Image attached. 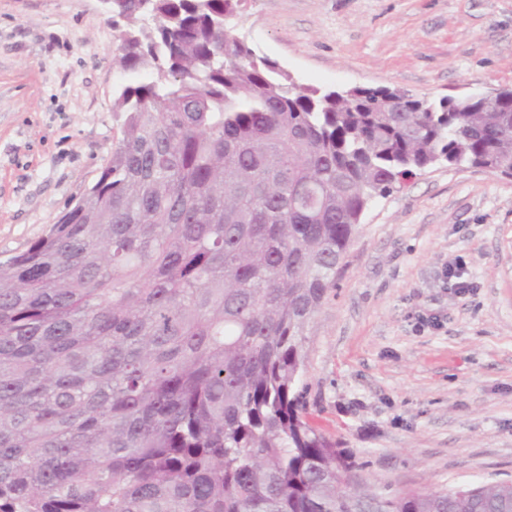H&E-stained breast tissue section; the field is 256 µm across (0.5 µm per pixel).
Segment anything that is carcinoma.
<instances>
[{"instance_id": "obj_1", "label": "carcinoma", "mask_w": 512, "mask_h": 512, "mask_svg": "<svg viewBox=\"0 0 512 512\" xmlns=\"http://www.w3.org/2000/svg\"><path fill=\"white\" fill-rule=\"evenodd\" d=\"M245 0H112L121 136L0 261V512H512V482L373 493L304 420L307 329L367 208L512 174L499 111L296 83Z\"/></svg>"}]
</instances>
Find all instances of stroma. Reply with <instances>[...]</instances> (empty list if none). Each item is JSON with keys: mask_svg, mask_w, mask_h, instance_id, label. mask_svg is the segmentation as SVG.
I'll list each match as a JSON object with an SVG mask.
<instances>
[{"mask_svg": "<svg viewBox=\"0 0 512 512\" xmlns=\"http://www.w3.org/2000/svg\"><path fill=\"white\" fill-rule=\"evenodd\" d=\"M234 25L307 85L512 88V0H247ZM117 46L100 0H0L1 260L110 161ZM303 380L373 492L512 480V177L438 165L371 204Z\"/></svg>", "mask_w": 512, "mask_h": 512, "instance_id": "35a3bbf8", "label": "stroma"}]
</instances>
